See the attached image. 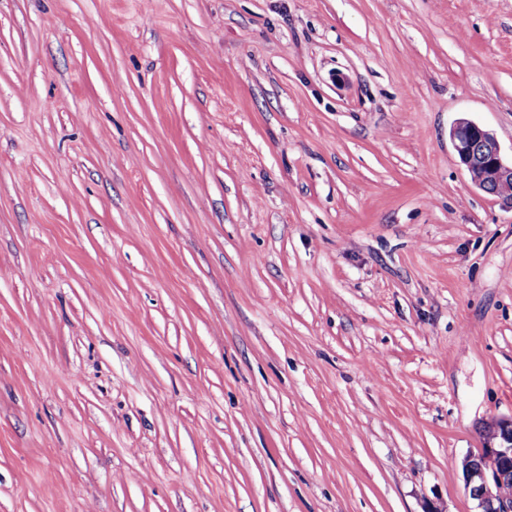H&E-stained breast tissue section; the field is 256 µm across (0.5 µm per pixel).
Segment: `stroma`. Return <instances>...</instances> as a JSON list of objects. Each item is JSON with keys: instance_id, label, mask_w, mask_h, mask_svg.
<instances>
[{"instance_id": "1", "label": "stroma", "mask_w": 512, "mask_h": 512, "mask_svg": "<svg viewBox=\"0 0 512 512\" xmlns=\"http://www.w3.org/2000/svg\"><path fill=\"white\" fill-rule=\"evenodd\" d=\"M512 0H0V512H474L512 416ZM449 136L471 183L496 196L504 207L512 210V197H506L512 195V156L510 160L504 156L494 134L469 118L460 117L451 127ZM497 184H500L496 187L497 193L505 196L490 192V187Z\"/></svg>"}]
</instances>
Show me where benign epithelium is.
<instances>
[{
    "mask_svg": "<svg viewBox=\"0 0 512 512\" xmlns=\"http://www.w3.org/2000/svg\"><path fill=\"white\" fill-rule=\"evenodd\" d=\"M453 149L471 183L489 192L493 185L512 182V159H507L489 130L466 118L450 129ZM499 441L464 460V480L477 512H512V496L503 491L512 478V418L497 423Z\"/></svg>",
    "mask_w": 512,
    "mask_h": 512,
    "instance_id": "benign-epithelium-1",
    "label": "benign epithelium"
}]
</instances>
